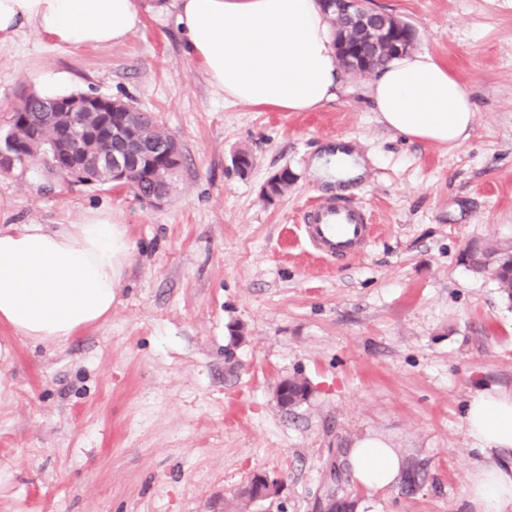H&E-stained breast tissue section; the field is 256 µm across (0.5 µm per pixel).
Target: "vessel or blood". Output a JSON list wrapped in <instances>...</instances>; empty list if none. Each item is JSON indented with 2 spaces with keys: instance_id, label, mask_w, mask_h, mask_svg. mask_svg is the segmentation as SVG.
<instances>
[{
  "instance_id": "obj_1",
  "label": "vessel or blood",
  "mask_w": 512,
  "mask_h": 512,
  "mask_svg": "<svg viewBox=\"0 0 512 512\" xmlns=\"http://www.w3.org/2000/svg\"><path fill=\"white\" fill-rule=\"evenodd\" d=\"M300 231L316 257L337 262L357 257L372 239L374 225L368 209L359 203L326 198L304 209Z\"/></svg>"
}]
</instances>
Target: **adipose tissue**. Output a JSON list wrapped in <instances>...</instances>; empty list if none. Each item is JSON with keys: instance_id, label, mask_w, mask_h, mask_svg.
Instances as JSON below:
<instances>
[{"instance_id": "ef3b65f1", "label": "adipose tissue", "mask_w": 512, "mask_h": 512, "mask_svg": "<svg viewBox=\"0 0 512 512\" xmlns=\"http://www.w3.org/2000/svg\"><path fill=\"white\" fill-rule=\"evenodd\" d=\"M188 53L235 103L313 112L335 101L343 71L328 16L318 0H173ZM138 0H0V36L29 26L69 48L123 43L138 28ZM387 128L451 148L476 119L469 92L447 65L427 53L391 60L367 86ZM130 244L110 213L93 211L56 230L0 226V324L15 335L55 344L106 320ZM475 448L512 453V394L479 392L464 407ZM356 483L391 489L402 468L396 451L375 437L349 451ZM468 512H512V463L473 469Z\"/></svg>"}]
</instances>
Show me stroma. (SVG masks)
Masks as SVG:
<instances>
[{
  "label": "stroma",
  "instance_id": "stroma-1",
  "mask_svg": "<svg viewBox=\"0 0 512 512\" xmlns=\"http://www.w3.org/2000/svg\"><path fill=\"white\" fill-rule=\"evenodd\" d=\"M445 62L476 123L455 149L388 130L347 74L336 101L281 112L225 100L186 53L170 0H143L121 44L72 49L28 27L0 41V134L38 75L66 93L131 101L181 145L167 203L64 183L40 163L0 173V225L110 212L130 242L112 314L56 348L15 336L0 361V512H466L463 406L512 392V304L474 272V247L512 245V0H369ZM366 163L344 187L314 161L338 140ZM253 165L238 173L234 159ZM293 181L275 200L268 179ZM371 211L358 257L311 256L304 208L335 189ZM307 399L280 407L284 378ZM372 436L402 459L396 486L358 487ZM277 494L244 503L254 477Z\"/></svg>",
  "mask_w": 512,
  "mask_h": 512
}]
</instances>
